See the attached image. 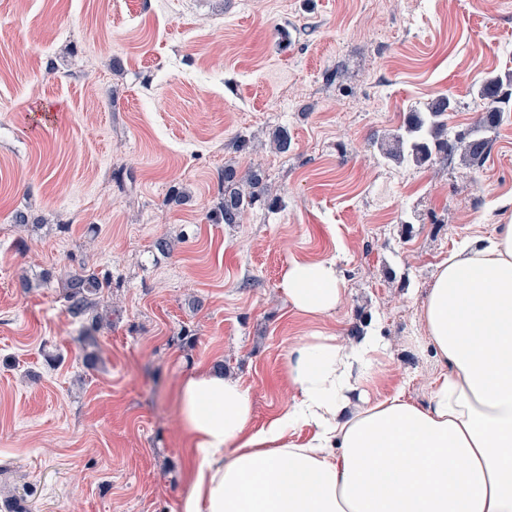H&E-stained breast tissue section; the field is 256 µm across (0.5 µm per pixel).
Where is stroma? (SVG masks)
<instances>
[{"mask_svg": "<svg viewBox=\"0 0 512 512\" xmlns=\"http://www.w3.org/2000/svg\"><path fill=\"white\" fill-rule=\"evenodd\" d=\"M510 70L512 0H0V491L31 512H180L179 384L223 362L263 426L315 330L383 336L371 398L425 403L435 275L512 222V112L474 167L380 145L441 96L471 127L476 84ZM228 166L259 168L277 204L215 223ZM325 259L341 305L295 313L289 264ZM83 271L112 274L96 326L67 311Z\"/></svg>", "mask_w": 512, "mask_h": 512, "instance_id": "35a3bbf8", "label": "stroma"}]
</instances>
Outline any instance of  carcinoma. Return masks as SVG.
Segmentation results:
<instances>
[{"mask_svg":"<svg viewBox=\"0 0 512 512\" xmlns=\"http://www.w3.org/2000/svg\"><path fill=\"white\" fill-rule=\"evenodd\" d=\"M506 87H512L511 71L492 74L481 81L477 97L482 101L485 115L476 125L463 131L448 129L447 112L452 103L447 97L434 100L423 111L410 113L407 122L393 133V145L386 150V157L417 167L439 154L448 157L457 154L469 165L479 162L490 143L487 134L502 121ZM221 181L224 182V203L213 214V220L218 224H238L247 208L258 202L273 203L257 169L242 174L234 167H226ZM109 287L111 280L107 275L72 277L66 284L68 312L75 318L85 317L97 307L100 294Z\"/></svg>","mask_w":512,"mask_h":512,"instance_id":"cac0c4a2","label":"carcinoma"}]
</instances>
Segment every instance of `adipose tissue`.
<instances>
[{"label": "adipose tissue", "instance_id": "obj_1", "mask_svg": "<svg viewBox=\"0 0 512 512\" xmlns=\"http://www.w3.org/2000/svg\"><path fill=\"white\" fill-rule=\"evenodd\" d=\"M282 292L314 318L344 295L332 260L290 264ZM421 322L441 367L423 405L367 396L386 348L373 334L298 338L285 363L296 398L258 429L240 379L212 367L186 378L182 512H512V224L442 263ZM305 426L310 439L289 438Z\"/></svg>", "mask_w": 512, "mask_h": 512}]
</instances>
